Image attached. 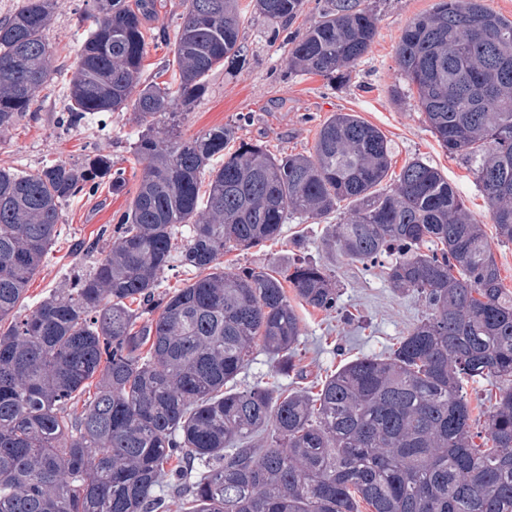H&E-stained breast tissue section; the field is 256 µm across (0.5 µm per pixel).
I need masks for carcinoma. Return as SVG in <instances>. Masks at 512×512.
<instances>
[{"instance_id": "cac0c4a2", "label": "carcinoma", "mask_w": 512, "mask_h": 512, "mask_svg": "<svg viewBox=\"0 0 512 512\" xmlns=\"http://www.w3.org/2000/svg\"><path fill=\"white\" fill-rule=\"evenodd\" d=\"M86 2L95 29L59 123L77 130L132 110L142 174L92 270L22 315L63 203L105 180L119 194L126 180L101 148L75 164L0 168V512H359L361 501L371 512H512V293L448 177L415 158L382 188L390 143L352 112L332 114L305 153L243 140L226 153L228 126L161 144L155 122L176 118L214 69L241 57L238 0H182L174 87L142 81L156 0ZM303 5L253 0V11L276 28ZM55 9L23 0L0 18V132L51 79ZM376 22L361 0H329L290 40L288 69L344 83ZM396 59L429 131L470 162L499 241L512 243V19L485 0H437L403 28ZM344 201L350 217L327 246L364 267L387 259L391 287L426 315L389 356L346 362L313 396L238 389L256 347L279 375L302 373L284 284L324 311L338 308L339 290L312 257L278 278L226 268L224 252ZM185 231L181 263L196 276L160 293ZM484 378L508 382L485 425L489 448L474 442L463 392Z\"/></svg>"}]
</instances>
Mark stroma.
<instances>
[{"label":"stroma","instance_id":"35a3bbf8","mask_svg":"<svg viewBox=\"0 0 512 512\" xmlns=\"http://www.w3.org/2000/svg\"><path fill=\"white\" fill-rule=\"evenodd\" d=\"M436 0H365L377 15V34L367 55L341 85L322 77L289 70L286 43L303 33L316 19L325 0H305L302 12L288 27L273 32L261 18L246 16L242 26L245 53L212 72L206 91L180 116L179 131L191 138L218 126H232L240 139L266 146L276 154L311 149L320 125L333 113L353 112L377 127L390 141L393 167L419 158L445 174L475 220L483 224L506 291L512 292V243L496 237L491 211L467 161L450 158L432 136L417 106V97L401 76L396 45L408 21L429 12ZM84 0H58L46 36L56 60L52 79L37 96L32 109L37 119L22 118L0 133V167L32 171L56 161L76 162L96 149L110 151L114 167L126 178L123 194L101 185L92 197H79L62 209L55 242L46 261L32 278L24 308L86 274L95 259L86 244L98 241L103 226L122 210L139 184L141 166L131 147L141 131L131 112L90 117L78 130L58 123L63 110L59 89L74 68L85 38L78 20ZM400 89L401 101L391 97ZM349 205L326 219H293L275 242L245 251H229L225 267L261 268L273 273L302 256L320 259L340 288V310L321 311L289 295L300 318L303 342L302 376H280L270 356L255 350L237 379L247 388L272 385L281 392L313 390L345 362L362 356H387L401 336L420 320L425 308L417 297L390 287L383 268L364 270L340 253L325 250L333 225L344 222Z\"/></svg>","mask_w":512,"mask_h":512}]
</instances>
